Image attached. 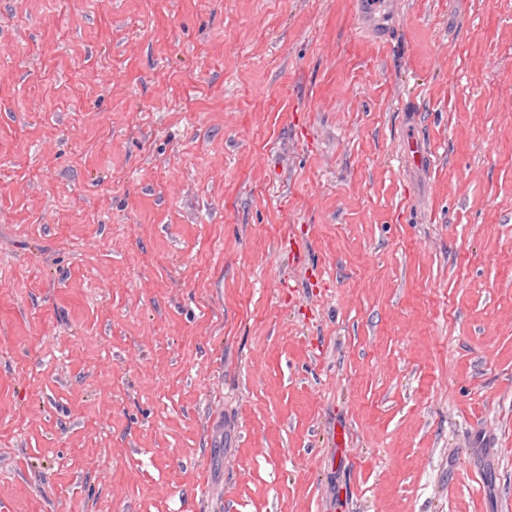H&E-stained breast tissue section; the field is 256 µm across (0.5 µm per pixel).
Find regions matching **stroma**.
Listing matches in <instances>:
<instances>
[{
  "mask_svg": "<svg viewBox=\"0 0 512 512\" xmlns=\"http://www.w3.org/2000/svg\"><path fill=\"white\" fill-rule=\"evenodd\" d=\"M0 512H512V0H0Z\"/></svg>",
  "mask_w": 512,
  "mask_h": 512,
  "instance_id": "obj_1",
  "label": "stroma"
}]
</instances>
